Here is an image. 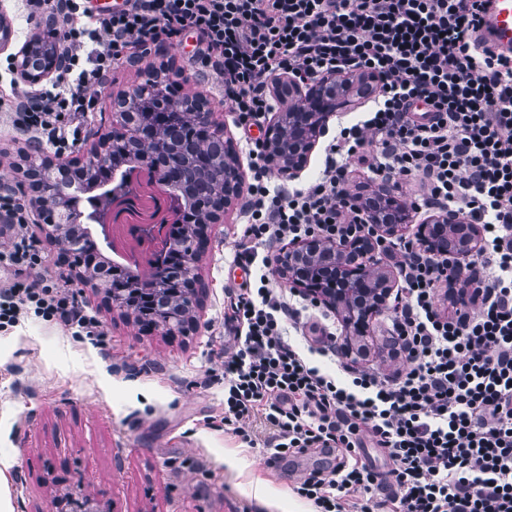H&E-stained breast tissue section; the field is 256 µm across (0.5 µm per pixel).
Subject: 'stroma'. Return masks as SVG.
Instances as JSON below:
<instances>
[{
    "label": "stroma",
    "mask_w": 512,
    "mask_h": 512,
    "mask_svg": "<svg viewBox=\"0 0 512 512\" xmlns=\"http://www.w3.org/2000/svg\"><path fill=\"white\" fill-rule=\"evenodd\" d=\"M199 43L198 34H188L118 71L86 119L79 151L111 133L114 99L164 64L182 72L181 95L205 101L237 147L260 137L256 128L243 134L217 89L194 75L189 60ZM32 152L53 155L33 149L0 111V183L16 186L23 157ZM242 224L236 206L209 229L196 263L202 289L189 334L143 331L79 281L73 287L85 312L99 321L101 341L32 314L0 330V495L10 512H71V501L85 499L94 512H311L293 487L303 474L332 466L333 453L313 450L274 468L266 463L267 433L259 419L242 422L253 437L249 443L219 426L228 288L244 276L233 264ZM30 230L47 268L22 272L0 263V288L63 272L42 225ZM390 316L387 309L375 316L366 355L348 357V364L394 372L398 363L387 355Z\"/></svg>",
    "instance_id": "stroma-1"
}]
</instances>
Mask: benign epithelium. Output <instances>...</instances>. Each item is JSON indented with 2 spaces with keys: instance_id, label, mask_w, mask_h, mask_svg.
<instances>
[{
  "instance_id": "benign-epithelium-1",
  "label": "benign epithelium",
  "mask_w": 512,
  "mask_h": 512,
  "mask_svg": "<svg viewBox=\"0 0 512 512\" xmlns=\"http://www.w3.org/2000/svg\"><path fill=\"white\" fill-rule=\"evenodd\" d=\"M17 77L31 87L50 81L61 70L64 56L46 42L23 44L11 54ZM179 74L168 71L163 81L146 73V80L134 91L121 95L113 103V125L120 133L105 137L85 154L73 160L53 161L48 158L29 156L24 170L26 197L35 222L46 226L50 236L65 246L63 261L75 276L101 290L99 283L90 280L85 273V262L79 252L64 240L68 225L63 220L64 198L56 180L60 170H81L107 167L105 159L110 146L126 143L138 149L129 153L130 165L148 169L163 175L162 185L169 188V196L182 198L194 193V184L203 172L209 156L215 152L217 132L224 130L214 113L197 99L183 98L170 111L154 120L134 124V113L127 111L132 98L145 89L161 97L164 86L176 81ZM368 79L338 78L336 74L323 75L317 81L288 88L290 106L273 113L263 132L262 145L268 161L284 177L298 176L307 165L318 139L325 134L329 121L336 113L350 104V96L357 88L367 86ZM243 190V174L237 149L231 138L224 143V186L220 201L202 200L197 203V231L187 243V252L177 257L182 264L196 263V245H206L208 227L221 224L224 212L237 202ZM362 205L370 231L341 245L319 239L296 240L281 248L271 259L275 275L290 288L302 293L336 312L344 326L346 342L344 350L351 353L365 344L374 316L387 306L395 287L391 270L380 266L378 255L387 239L395 238L411 225L414 208L403 198L397 188L386 184L375 191L374 200L363 205L353 196L346 197ZM117 214L136 211V196L118 194L112 200ZM414 236L418 244L429 254L449 258L451 283L467 281L464 260L474 255L481 243L482 231L476 224H466L449 210H439L415 226ZM129 231L146 236H156L161 245L159 257L167 254L170 225L130 224ZM147 307H157L159 286L154 277L138 281ZM198 277L188 279L177 289L182 308L190 312L198 301Z\"/></svg>"
}]
</instances>
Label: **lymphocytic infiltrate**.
<instances>
[{"mask_svg": "<svg viewBox=\"0 0 512 512\" xmlns=\"http://www.w3.org/2000/svg\"><path fill=\"white\" fill-rule=\"evenodd\" d=\"M488 8L489 0H126L98 15L90 0H64L46 21L66 64L15 106L41 144L71 151L94 94L188 31L204 37L199 75L223 89L243 127L265 120L280 79L375 77L364 120L337 129L322 171L305 185H271L263 147L249 144L253 176L234 263L252 265L259 246L285 239L340 244L367 232L362 211L345 201L352 162L414 181L416 210L455 211L481 226L483 244L467 265L469 300L451 315L435 301L447 259L406 239L390 244L403 282L390 375L348 365L323 372L318 359L336 357L333 332L308 341L313 302L274 287L269 267L232 290L224 423L259 418L273 466L338 449L331 470L294 486L314 512H375L382 490L395 512H512V55L481 38ZM1 211L12 233L0 262L43 266L23 205L0 195ZM28 312L79 336L101 334L66 285L0 290V328ZM369 444L388 458L386 472L361 461Z\"/></svg>", "mask_w": 512, "mask_h": 512, "instance_id": "f902f5d3", "label": "lymphocytic infiltrate"}]
</instances>
